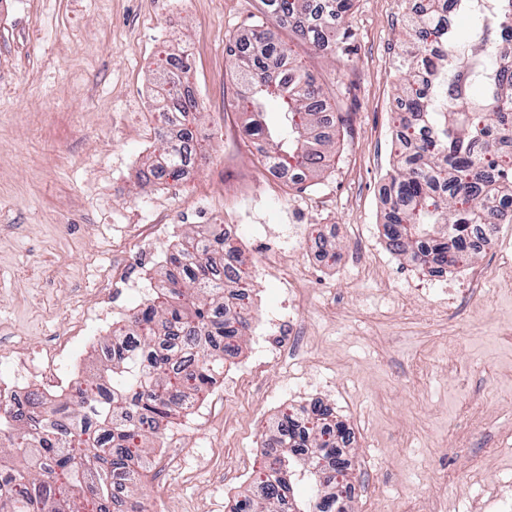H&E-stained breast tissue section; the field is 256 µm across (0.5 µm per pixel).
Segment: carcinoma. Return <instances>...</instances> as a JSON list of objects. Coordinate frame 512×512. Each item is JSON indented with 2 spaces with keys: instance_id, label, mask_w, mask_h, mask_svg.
<instances>
[{
  "instance_id": "obj_1",
  "label": "carcinoma",
  "mask_w": 512,
  "mask_h": 512,
  "mask_svg": "<svg viewBox=\"0 0 512 512\" xmlns=\"http://www.w3.org/2000/svg\"><path fill=\"white\" fill-rule=\"evenodd\" d=\"M265 14L293 26L315 48L345 43L336 21L354 0H263ZM492 36L473 24L466 35L448 12L473 13L472 0H428L405 19L413 51L400 58L401 112L395 117L401 150L385 186L391 200L385 231L391 250L406 254L431 273L471 259L468 230L493 234L512 222V0H496ZM260 22L226 47L241 75L242 110L252 114L243 132L267 148L261 163H291L300 181L317 175L332 143L319 132L325 93L301 66L279 71L269 64L287 55ZM158 88L182 83V73L159 66ZM276 97L284 121L270 129L263 104ZM169 108L186 118L197 111L191 95ZM197 141L190 125L163 145L165 164L150 170L160 179L178 177L184 149ZM240 251L229 238L199 226L166 259L150 304L135 311L125 329L112 332L106 363L88 375L84 388L60 405L31 411L30 422L0 416V512H147L138 485L152 466L156 423L179 414L206 390L224 367V349L236 345L249 319L226 317L230 299L244 294ZM320 403L284 412L277 423L282 452L260 471L261 493L238 502L235 512H335L347 485L328 475L326 490L295 505L288 494L301 476L295 457L329 460L345 475L343 448L351 432L331 422ZM122 497L116 498L113 486Z\"/></svg>"
}]
</instances>
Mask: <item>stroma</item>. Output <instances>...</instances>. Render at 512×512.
Returning a JSON list of instances; mask_svg holds the SVG:
<instances>
[{
    "instance_id": "stroma-1",
    "label": "stroma",
    "mask_w": 512,
    "mask_h": 512,
    "mask_svg": "<svg viewBox=\"0 0 512 512\" xmlns=\"http://www.w3.org/2000/svg\"><path fill=\"white\" fill-rule=\"evenodd\" d=\"M0 12V377L98 312V271L112 273L117 317L143 307L176 240L235 224L253 283L251 327L237 341L250 376L216 396L208 420L176 416L185 469L150 472L149 512H228L252 495L266 457L261 417L319 402L362 415L345 456L350 485L372 481L386 512L417 497L464 504L512 474V291L487 278L462 318L440 320L434 293L413 301L418 268L392 252L381 192L393 169L398 0H355L346 49L316 50L272 24L348 122L309 187L262 175L243 133L241 80L225 46L264 17L262 0H12ZM184 58L204 141L188 181L141 180L158 160L157 64ZM365 241L389 285L351 260ZM304 291L305 358L269 359L266 313L289 284ZM69 335V334H68Z\"/></svg>"
}]
</instances>
